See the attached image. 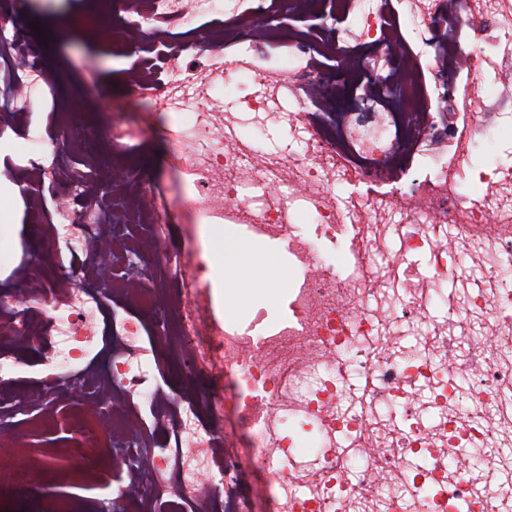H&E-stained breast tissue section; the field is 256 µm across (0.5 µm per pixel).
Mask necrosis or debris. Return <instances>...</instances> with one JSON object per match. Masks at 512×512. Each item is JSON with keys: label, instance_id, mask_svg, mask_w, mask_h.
<instances>
[{"label": "necrosis or debris", "instance_id": "obj_1", "mask_svg": "<svg viewBox=\"0 0 512 512\" xmlns=\"http://www.w3.org/2000/svg\"><path fill=\"white\" fill-rule=\"evenodd\" d=\"M89 30L124 59L126 84L150 112L168 113L166 169L189 178L192 196L169 210L205 205L187 219L184 246L162 233L168 212L145 207L154 172L116 191L126 200L105 217L93 185L123 165L143 130L111 122L75 131L73 111L88 85L55 95V137L66 153L44 163L39 144L21 154L13 189L29 197L39 246L89 253L112 263L165 256L166 285L145 274L102 285L93 266L77 277H23L33 299L15 315L0 293V337L26 347L57 334L42 382L93 387L112 412L78 417L89 447L78 468L112 449L122 480L121 512H512V111L487 106L492 85L512 72V0H100ZM348 20L346 30L301 26L282 35L274 20L303 21L317 8ZM25 0H0V71L13 74L0 135L30 123L44 47L25 20ZM266 15L239 29L221 18ZM482 40L487 83L471 81L459 43L463 24ZM285 42L271 60L266 48ZM406 51L389 62L393 44ZM374 47L383 72L363 85L370 112H340L335 126L309 120L335 102L323 68L343 75L367 66ZM236 46L225 59L226 46ZM431 58L450 85L427 82ZM461 106H439L448 87ZM287 149L264 141L271 127ZM59 201L49 221L40 194ZM304 215L305 223L294 220ZM243 226L284 242L293 271L287 324L254 335L253 322L212 320L200 221ZM337 249L330 258L326 246ZM136 306L104 371L75 370L99 348L97 313L112 297ZM173 347L186 367L172 394L158 390L149 351ZM24 357L0 351V397L38 404V388L6 382ZM210 409L220 434L194 418ZM0 453L16 469L52 470V455L31 459L23 434L0 410ZM213 483L202 484L198 471Z\"/></svg>", "mask_w": 512, "mask_h": 512}]
</instances>
